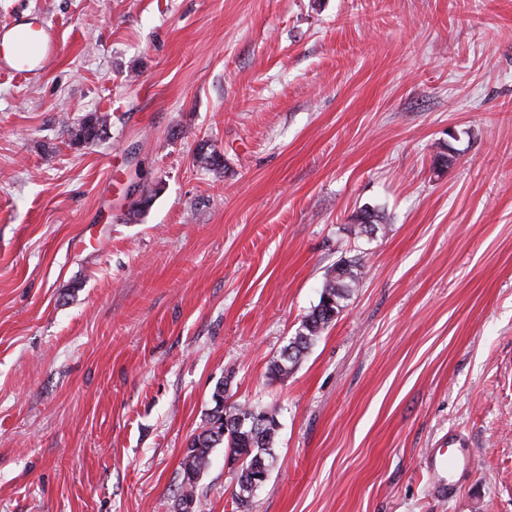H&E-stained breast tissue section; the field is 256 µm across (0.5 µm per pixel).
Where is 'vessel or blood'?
<instances>
[{"instance_id":"1","label":"vessel or blood","mask_w":512,"mask_h":512,"mask_svg":"<svg viewBox=\"0 0 512 512\" xmlns=\"http://www.w3.org/2000/svg\"><path fill=\"white\" fill-rule=\"evenodd\" d=\"M56 53L54 30L47 21H15L8 38H0V71L21 76L37 74ZM425 471L434 477L440 491H448L450 481L472 464L464 446L449 440L447 446L430 449L424 457Z\"/></svg>"}]
</instances>
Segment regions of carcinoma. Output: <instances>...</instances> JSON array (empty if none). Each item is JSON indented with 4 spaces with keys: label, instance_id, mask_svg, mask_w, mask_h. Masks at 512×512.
<instances>
[{
    "label": "carcinoma",
    "instance_id": "obj_1",
    "mask_svg": "<svg viewBox=\"0 0 512 512\" xmlns=\"http://www.w3.org/2000/svg\"><path fill=\"white\" fill-rule=\"evenodd\" d=\"M107 127V115L91 112L78 124L68 126V134L76 146L92 144ZM383 229L385 226L373 209L365 208L356 216V235L372 236ZM364 269L363 258L342 257L327 270L317 305L303 317L295 336L271 362L270 372L273 375L286 377L298 367L336 320L343 308L342 301L361 286ZM212 402L213 407L200 431L192 436L181 462L183 492L178 504L179 512H201L200 500L195 495L196 485L209 465L210 452L220 444L228 448L227 461L234 470L238 487L234 492L235 503L241 512H246L255 494L256 470L263 467L269 471L273 466L280 423L272 413L263 423L252 421L253 412L261 413L263 409L229 402L224 382L216 385Z\"/></svg>",
    "mask_w": 512,
    "mask_h": 512
}]
</instances>
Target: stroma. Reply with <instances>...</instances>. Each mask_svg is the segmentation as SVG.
I'll use <instances>...</instances> for the list:
<instances>
[{
    "label": "stroma",
    "mask_w": 512,
    "mask_h": 512,
    "mask_svg": "<svg viewBox=\"0 0 512 512\" xmlns=\"http://www.w3.org/2000/svg\"><path fill=\"white\" fill-rule=\"evenodd\" d=\"M21 15L60 52L0 72V512H175L224 380L280 422L249 512H512V0H0V32ZM366 207L386 232L351 233ZM344 255L360 288L274 377ZM235 489L212 449L202 512ZM108 127V116L91 112L85 115L77 125H68V134L73 145L93 144ZM100 140V139H99ZM445 443L439 448H431L424 457L425 471L434 477L443 496L448 495V489L459 471H463L472 465V457L464 446L453 438H448V446Z\"/></svg>",
    "instance_id": "1"
}]
</instances>
